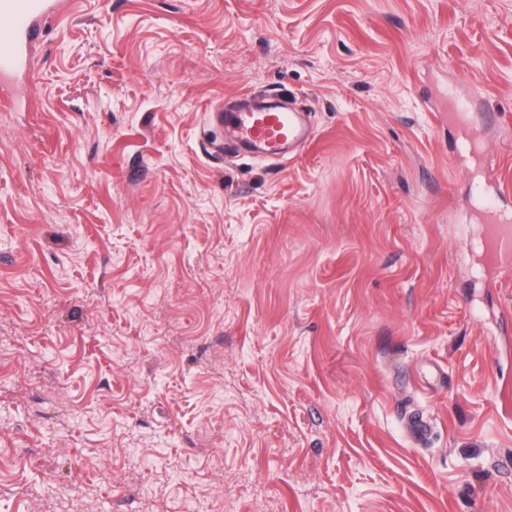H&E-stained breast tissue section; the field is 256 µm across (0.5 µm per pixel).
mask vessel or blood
Here are the masks:
<instances>
[{"label":"vessel or blood","mask_w":512,"mask_h":512,"mask_svg":"<svg viewBox=\"0 0 512 512\" xmlns=\"http://www.w3.org/2000/svg\"><path fill=\"white\" fill-rule=\"evenodd\" d=\"M51 0H0V75L26 68L41 19L49 17ZM243 144L264 146L303 138L300 115L291 109L269 108L249 95L236 99L220 115ZM484 259L501 272L512 271V222L497 220L484 232Z\"/></svg>","instance_id":"obj_1"}]
</instances>
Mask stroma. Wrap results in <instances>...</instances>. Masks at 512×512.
Here are the masks:
<instances>
[{
  "label": "stroma",
  "mask_w": 512,
  "mask_h": 512,
  "mask_svg": "<svg viewBox=\"0 0 512 512\" xmlns=\"http://www.w3.org/2000/svg\"><path fill=\"white\" fill-rule=\"evenodd\" d=\"M42 28L0 108V512H512V273L474 191L512 215V0ZM448 89L495 113L482 152ZM244 94L310 141L236 147ZM484 259L502 273L512 268V224L510 220L492 221L484 232Z\"/></svg>",
  "instance_id": "obj_1"
}]
</instances>
